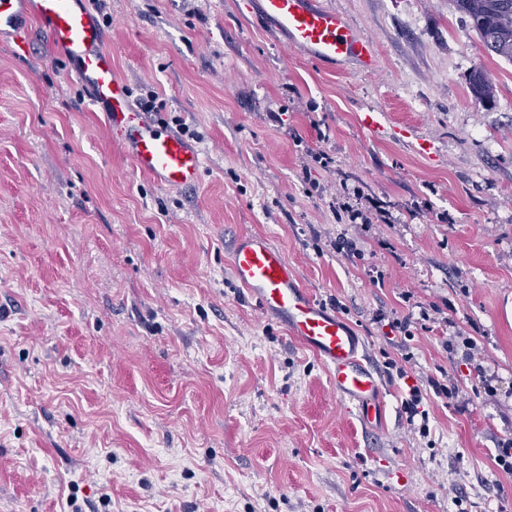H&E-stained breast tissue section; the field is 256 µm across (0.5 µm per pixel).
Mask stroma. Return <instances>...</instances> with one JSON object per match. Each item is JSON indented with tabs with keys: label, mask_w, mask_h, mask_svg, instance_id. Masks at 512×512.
I'll return each instance as SVG.
<instances>
[{
	"label": "stroma",
	"mask_w": 512,
	"mask_h": 512,
	"mask_svg": "<svg viewBox=\"0 0 512 512\" xmlns=\"http://www.w3.org/2000/svg\"><path fill=\"white\" fill-rule=\"evenodd\" d=\"M103 3L132 99L158 93L202 134L204 173L187 190L136 175L42 28L22 59L0 41V512H512L494 461L512 438V62L448 0H321L374 45L368 72L290 51L251 0ZM478 68L492 103L470 92ZM369 108L387 134L361 126ZM243 233L343 303L382 428L237 286ZM345 235L360 254L336 250ZM380 311L412 339H387ZM455 332L494 393L444 349ZM402 351L408 378L389 380ZM440 377L458 393L425 395L424 437L402 401ZM461 344L463 347L462 351V359L468 362L472 367L476 377L479 379V384H481L484 390L492 391V385L490 384L492 379L491 375L488 374V371L485 366H483L481 359L479 358V350L477 348L476 343L470 338H463L461 340Z\"/></svg>",
	"instance_id": "35a3bbf8"
}]
</instances>
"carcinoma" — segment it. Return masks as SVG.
I'll list each match as a JSON object with an SVG mask.
<instances>
[{
	"instance_id": "carcinoma-1",
	"label": "carcinoma",
	"mask_w": 512,
	"mask_h": 512,
	"mask_svg": "<svg viewBox=\"0 0 512 512\" xmlns=\"http://www.w3.org/2000/svg\"><path fill=\"white\" fill-rule=\"evenodd\" d=\"M448 4L468 19L487 53L512 61V0H448ZM471 85L480 101L494 100L496 86L487 72L476 71Z\"/></svg>"
}]
</instances>
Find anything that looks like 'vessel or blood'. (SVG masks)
<instances>
[{
    "mask_svg": "<svg viewBox=\"0 0 512 512\" xmlns=\"http://www.w3.org/2000/svg\"><path fill=\"white\" fill-rule=\"evenodd\" d=\"M258 11L290 50L333 64L354 59L374 66V50L349 20L317 0H258ZM41 25L53 48L70 64L69 77L102 105L112 129L139 175L168 188L199 183L204 153L183 136L147 121L130 101L127 84L102 44L90 0H0V35H9L16 56L28 50L31 24ZM234 281L303 348L329 369L337 395L355 406L361 422L382 425L387 400L364 341L327 310L300 282L286 254L267 236L239 235L230 255Z\"/></svg>",
    "mask_w": 512,
    "mask_h": 512,
    "instance_id": "b4317fda",
    "label": "vessel or blood"
}]
</instances>
